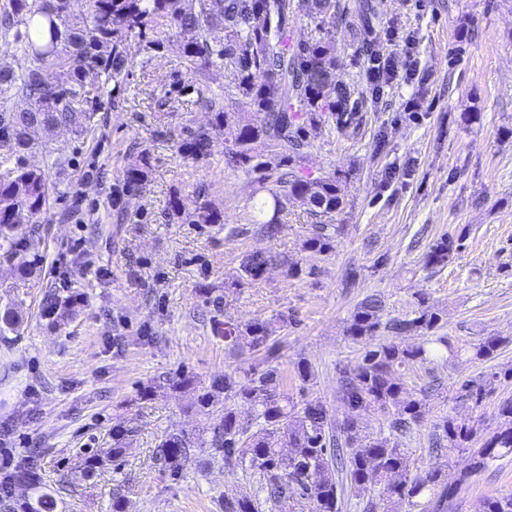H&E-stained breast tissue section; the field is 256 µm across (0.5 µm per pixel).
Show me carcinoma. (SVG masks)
I'll use <instances>...</instances> for the list:
<instances>
[{
	"label": "carcinoma",
	"mask_w": 512,
	"mask_h": 512,
	"mask_svg": "<svg viewBox=\"0 0 512 512\" xmlns=\"http://www.w3.org/2000/svg\"><path fill=\"white\" fill-rule=\"evenodd\" d=\"M312 35L299 41L290 35L291 0H89L87 13L77 15L72 0H10V10L0 14V28L11 35V44L23 51L31 65L17 74L0 68V259L13 262L22 255L17 271L21 280L33 277L44 262L36 251L37 229L30 238L13 234L18 224H40L49 212L56 185L47 171L27 164L24 154L39 147L32 136L33 125L53 133L60 128L83 139L91 131L99 96H90L85 80L89 74L103 78L118 89L130 76L133 62L128 43L136 38L143 49L164 48L162 38H149L156 26L179 40L190 74L217 68L224 71V93L197 89L200 107L211 115L210 127L184 123L177 141L178 151L193 159L212 155L216 130L231 129L234 149L227 163L249 174L258 189L267 192L256 203L253 223L274 237L281 232L279 216L300 205L312 216L343 211L347 200L333 176L316 175L306 166L311 147L310 130L323 115L346 122L348 102L355 83L341 85L331 95V72L336 68L335 48L325 26L347 22L339 0H312ZM224 31V39L212 41L213 30ZM236 96L256 112L261 124L243 122L224 107V95ZM21 98L23 108L8 106ZM264 146L258 151L257 144ZM47 149V145L40 146ZM151 173L150 153L142 148L126 163L115 187L116 201L138 192ZM165 216L173 223L222 224L223 210L210 193L198 191L196 205L185 212L181 198L172 193ZM335 225L316 224L304 249L322 255L332 249ZM457 249L444 237L426 254V264L448 262ZM271 256L251 254L245 258L236 283L258 278ZM23 301L14 298L0 304V335L17 333L24 324ZM383 300L371 295L354 310L347 335L363 341L381 327ZM442 317L419 302L417 315L395 319L386 327L399 333H421L411 347L379 344L365 351L352 369L342 371L339 399L342 419H334L319 399L298 402L288 392L276 390L274 372L248 373L249 382L237 385L224 379V423L215 430L209 447L224 452V461H245L263 477L266 500L288 495L308 498L314 512H340L347 487L379 490L385 512L423 507L424 512H450L465 492L470 477L489 462L512 455V401L499 407L500 424L487 438L475 423L445 416L435 424V448L448 452L467 450L469 464L453 484L444 483L441 465L410 475V454L399 442L378 437L362 426L360 419L373 411L394 413L391 431L406 433L420 424L423 400L402 397L404 388L397 370L412 363H433L457 358L462 349L446 336H430ZM269 322L256 320L244 327L226 322L215 324L224 340L234 343L242 335L259 348L267 344ZM502 344L489 337L471 347L477 360H491ZM461 389L475 404L486 394L484 379H466ZM250 418H241L239 407ZM260 429L251 431L254 424ZM194 441L173 433L160 444V455L173 474L183 469ZM5 483L25 486L34 495L19 505L20 512H56L57 492L46 489L43 474L31 458L20 459L5 477ZM224 512H258L252 496L243 494L224 501ZM475 512H512V494L480 498Z\"/></svg>",
	"instance_id": "1"
}]
</instances>
